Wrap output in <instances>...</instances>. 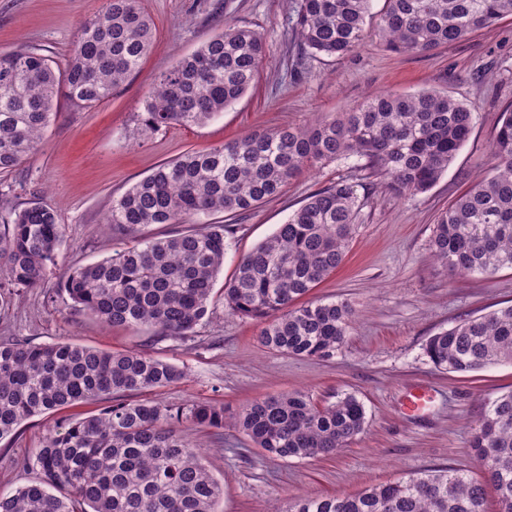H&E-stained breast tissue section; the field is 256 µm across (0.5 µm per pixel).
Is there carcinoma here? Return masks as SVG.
Listing matches in <instances>:
<instances>
[{
    "mask_svg": "<svg viewBox=\"0 0 512 512\" xmlns=\"http://www.w3.org/2000/svg\"><path fill=\"white\" fill-rule=\"evenodd\" d=\"M507 15L512 0H385L372 30L371 0H294L292 32L304 56L341 58L373 35L391 51L424 55ZM153 39L142 0H104L64 68L36 48L0 53V172L36 150L60 92L77 108L96 107L138 68ZM266 51L262 32L224 25L160 75L142 101L140 134L211 121L254 85ZM475 114L473 105L434 90L371 94L338 118L188 151L112 201L105 223L132 236L131 245L73 269L62 289L78 313L108 326L158 328L186 339L209 319L229 225L220 220L166 237H139L142 228L202 215L233 219L279 195L298 174L352 156L365 159L366 178L385 177L404 197L426 193L468 140ZM491 159V174L433 226L431 253L452 274L512 269V105L500 113ZM363 186L346 175L316 190L239 259L224 285V309L257 320L264 348L326 359L343 344L353 316L347 302L297 301L343 264ZM63 243L64 229L48 205L0 198V288L43 287ZM425 350L448 373L512 364V305L461 319L431 336ZM184 377L179 366L136 349L0 343V439L35 416L102 403L93 415L46 430L34 460L37 477L0 495V512H217L224 489L202 462L191 430L224 428V407L126 400ZM233 425L270 458L305 459L347 447L364 433L367 417L352 393L321 406L294 391L253 400ZM468 448L479 478L465 469H429L271 512H487L489 487L495 512H512V391L489 402Z\"/></svg>",
    "mask_w": 512,
    "mask_h": 512,
    "instance_id": "carcinoma-1",
    "label": "carcinoma"
}]
</instances>
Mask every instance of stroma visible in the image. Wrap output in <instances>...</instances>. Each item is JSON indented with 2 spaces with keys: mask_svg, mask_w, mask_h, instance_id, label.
Segmentation results:
<instances>
[{
  "mask_svg": "<svg viewBox=\"0 0 512 512\" xmlns=\"http://www.w3.org/2000/svg\"><path fill=\"white\" fill-rule=\"evenodd\" d=\"M103 0H0V51L39 48L64 62L83 23ZM155 43L112 97L82 110L59 97L55 118L37 149L16 170L0 174V197L52 207L64 244L43 288L0 291V342L69 341L111 351L135 348L183 367L177 384L156 391L166 404L207 400L225 415L251 401L294 390L316 402L355 394L368 420L364 434L336 455L271 459L232 424L201 428L204 461L224 486L221 512H269L306 496L355 494L374 484L441 467L475 470L468 440L490 399L512 390V364L466 376L437 370L425 344L462 318L512 304V269L493 275H453L435 261L429 241L441 212L488 168L501 110L512 104V16L468 40L424 55L388 51L368 39L343 58L301 56L290 18L291 0H144ZM264 33L267 54L257 83L223 114L200 126L173 125L137 134L144 94L178 59L194 52L225 24ZM434 89L475 106L467 143L427 193L403 197L382 178L371 181L361 221L343 265L310 293L342 300L353 310L349 332L329 359L300 358L262 348L257 322L224 310L215 295L196 336L173 340L155 330L137 334L76 313L60 282L69 269L112 256L131 238L104 217L132 184L159 164L238 136L303 126L348 111L376 92ZM352 157L306 172L275 198L236 218L219 281L238 259L269 237L312 192L342 175L359 174ZM431 389L432 405L412 413L410 393ZM72 406L24 422L0 440V494L35 479L33 465L47 427L92 412Z\"/></svg>",
  "mask_w": 512,
  "mask_h": 512,
  "instance_id": "1",
  "label": "stroma"
}]
</instances>
